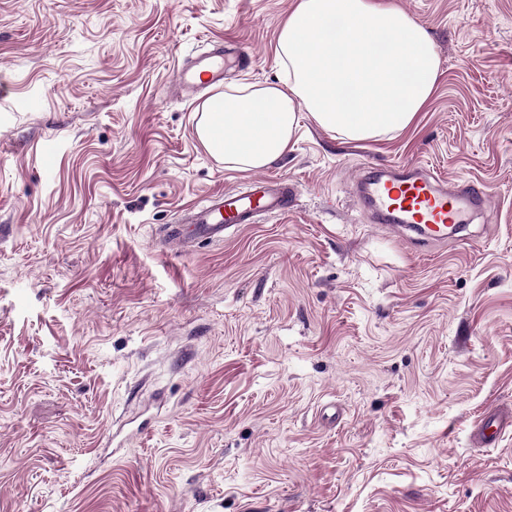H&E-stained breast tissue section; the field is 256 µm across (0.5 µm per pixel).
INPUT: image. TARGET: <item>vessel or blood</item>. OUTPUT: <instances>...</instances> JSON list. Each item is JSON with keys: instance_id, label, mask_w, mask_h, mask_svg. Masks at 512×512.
Returning <instances> with one entry per match:
<instances>
[{"instance_id": "vessel-or-blood-1", "label": "vessel or blood", "mask_w": 512, "mask_h": 512, "mask_svg": "<svg viewBox=\"0 0 512 512\" xmlns=\"http://www.w3.org/2000/svg\"><path fill=\"white\" fill-rule=\"evenodd\" d=\"M224 82V47L217 44L200 62L185 60L169 77L170 96L194 101L206 90ZM361 199L375 224H402L424 245L447 242L449 228L471 223L477 208L489 197L478 185L462 182L448 189L427 168L394 165L367 166ZM298 188L285 179L260 177L243 189L207 195L197 205L180 211L179 223L194 225L204 239L220 242L226 229L254 223L260 214H285L295 203Z\"/></svg>"}]
</instances>
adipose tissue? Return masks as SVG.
<instances>
[{
    "label": "adipose tissue",
    "mask_w": 512,
    "mask_h": 512,
    "mask_svg": "<svg viewBox=\"0 0 512 512\" xmlns=\"http://www.w3.org/2000/svg\"><path fill=\"white\" fill-rule=\"evenodd\" d=\"M275 53L283 83L229 86L203 105L196 136L225 168L286 155L305 113L351 141L405 130L439 76L426 28L390 0H298Z\"/></svg>",
    "instance_id": "obj_1"
}]
</instances>
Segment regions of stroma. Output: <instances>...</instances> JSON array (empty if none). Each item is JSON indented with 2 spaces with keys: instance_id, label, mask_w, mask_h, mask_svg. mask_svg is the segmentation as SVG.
I'll list each match as a JSON object with an SVG mask.
<instances>
[{
  "instance_id": "1",
  "label": "stroma",
  "mask_w": 512,
  "mask_h": 512,
  "mask_svg": "<svg viewBox=\"0 0 512 512\" xmlns=\"http://www.w3.org/2000/svg\"><path fill=\"white\" fill-rule=\"evenodd\" d=\"M393 2L440 62L415 124L302 117L261 171L295 207L186 243L253 175L171 69L221 43L225 84L281 80L297 0H0V512H512V426L472 442L512 407V0ZM414 163L486 186L467 238L369 222L364 166Z\"/></svg>"
}]
</instances>
